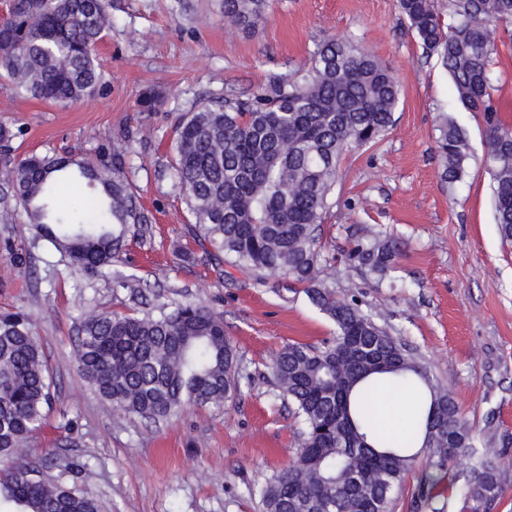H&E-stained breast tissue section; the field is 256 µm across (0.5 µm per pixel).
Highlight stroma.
Masks as SVG:
<instances>
[{
	"mask_svg": "<svg viewBox=\"0 0 512 512\" xmlns=\"http://www.w3.org/2000/svg\"><path fill=\"white\" fill-rule=\"evenodd\" d=\"M112 25L97 47L106 86L66 106L18 95L0 78V124L13 154L120 152L148 216L132 226L111 279L66 274L61 255L23 218L0 223V243L32 252L29 269L0 253V309L37 320L53 371L52 404L31 443L49 474L81 466L75 479L104 512H262L257 485L296 459L299 425L273 386L271 358L293 342L318 345L333 323L287 280L265 286L211 258L173 187L168 144L177 119L216 97L251 98L301 75L330 36L361 42L386 63L401 95L395 124L376 143L347 153L321 226L324 269L339 295L353 297L393 336L423 356L454 395L462 417L483 427L494 415L512 435V241L494 222L482 158V114L461 110L445 69L426 57L398 0H273L267 19L243 31L224 19L223 0H111ZM492 68L500 120L512 126V43ZM163 98L151 112L138 101ZM448 114L468 133L461 182L441 177L437 126ZM384 231L404 253L379 276L346 258L353 242ZM201 300L224 316L238 357L240 391L222 407H190L153 425L115 411L79 374L74 348L81 307L123 311L140 303Z\"/></svg>",
	"mask_w": 512,
	"mask_h": 512,
	"instance_id": "1",
	"label": "stroma"
}]
</instances>
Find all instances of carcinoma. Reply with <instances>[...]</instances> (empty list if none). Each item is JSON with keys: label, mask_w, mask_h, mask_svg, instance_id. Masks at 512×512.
I'll return each instance as SVG.
<instances>
[{"label": "carcinoma", "mask_w": 512, "mask_h": 512, "mask_svg": "<svg viewBox=\"0 0 512 512\" xmlns=\"http://www.w3.org/2000/svg\"><path fill=\"white\" fill-rule=\"evenodd\" d=\"M269 0H224L237 26L263 22ZM402 17L423 52L448 71L459 106L483 113L484 166L492 183L494 218L512 239V128L496 117L493 55L512 39V0H448L444 23L438 0H399ZM112 25L107 0H10L0 23V75L23 95L50 103L88 101L102 87L95 46ZM400 89L391 69L350 38L323 43L311 68L280 79L253 99L214 100L182 115L174 130V188L198 233L236 266L302 287L334 324L320 345L290 343L272 361L281 395L300 424L296 461L258 489L264 512H393L394 494L424 435L427 471L418 496L431 512L428 487L458 456L471 464L454 476L472 512L498 499L506 476L498 458L512 437L492 433L494 415L477 429L462 418L453 395L430 377L421 359L322 277L318 230L336 186L342 157L368 145L394 124ZM437 151L448 183L466 175L467 131L443 117ZM14 133L0 126V220L22 214L66 259L69 272L105 274L132 224H145L124 176L126 159L97 164L74 156H11ZM90 193L64 208L59 197L72 178ZM24 270L31 253L8 245ZM402 253L373 235L351 255L384 277ZM78 369L102 399L126 415L159 422L188 405L219 406L240 389L236 354L224 317L202 301L156 311L90 313L77 332ZM392 391L412 388L418 400L407 438L375 444L368 434L370 380ZM52 376L32 315L0 312V512H102L99 500L64 477H28L40 470L28 444L42 428Z\"/></svg>", "instance_id": "1"}]
</instances>
